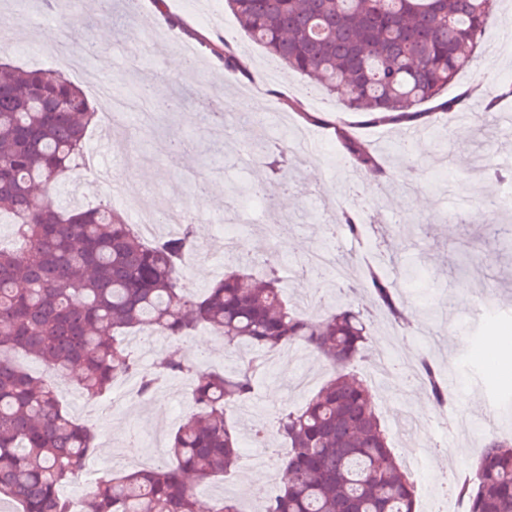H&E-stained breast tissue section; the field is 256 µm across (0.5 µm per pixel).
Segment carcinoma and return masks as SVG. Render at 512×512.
<instances>
[{"mask_svg": "<svg viewBox=\"0 0 512 512\" xmlns=\"http://www.w3.org/2000/svg\"><path fill=\"white\" fill-rule=\"evenodd\" d=\"M495 0H226L250 39L281 64L336 94L342 111L372 124L421 122L412 108L436 100L469 66L489 28ZM212 52L231 76H246L229 44ZM96 107L53 67L0 63V217L14 244L0 245V497L20 512H201L189 480L224 475L239 459L226 412L251 397L266 353L302 344L337 368L361 357L368 340L361 314L301 315L283 297L279 268L256 276L237 266L198 297L185 292L183 262L198 246L194 225L145 242L112 203L62 210L50 190L79 166ZM342 155L361 172L384 174L376 153L335 126ZM253 155L275 179L255 187L273 196L288 182L289 150L258 142ZM360 211L343 208L323 235L367 237ZM350 290L367 289L396 323L403 311L384 267H366ZM207 330L224 351L241 348L231 371L202 370L175 351L139 372L126 342L151 331L173 341ZM41 361L35 377L15 357ZM79 368L76 386L90 399L121 376L137 379L150 400L167 378L192 379V415L172 435L168 459L106 479L82 498L66 496L94 447L93 427L61 403L52 376ZM418 379L432 402L448 400L436 365L423 358ZM288 444L287 485L263 512H416L415 488L375 410L365 382L338 373L298 412L253 429ZM466 512H512V441L485 442L456 485Z\"/></svg>", "mask_w": 512, "mask_h": 512, "instance_id": "1", "label": "carcinoma"}]
</instances>
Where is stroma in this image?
I'll use <instances>...</instances> for the list:
<instances>
[{
  "label": "stroma",
  "instance_id": "35a3bbf8",
  "mask_svg": "<svg viewBox=\"0 0 512 512\" xmlns=\"http://www.w3.org/2000/svg\"><path fill=\"white\" fill-rule=\"evenodd\" d=\"M113 9L120 25L103 27L93 23L96 6L91 0H81L77 6L58 0L60 13L79 15L69 31L72 52L90 43L99 48L94 59L73 74V82L97 107L103 103L97 92L101 83L117 96L157 85L164 100L175 102L176 107L146 128L127 117L108 134L100 127L91 128L90 158L98 173L67 174L54 191L56 202L70 207L109 201L128 215L135 198L125 192L124 183L138 177L151 193L170 200L187 198L201 215L196 224L199 241L222 232L234 235L252 252L255 271L263 268L269 253H276L286 298L297 299L332 282L326 292V311L342 304L367 317L368 340L353 372L369 386L396 454L413 453L423 461L427 483L416 488L417 512H460L459 498L449 492L457 476L474 463L488 438L512 439V358L502 359L487 349L490 337L512 336V250L502 245L512 227L504 221H489V206L497 202L503 188L495 172L501 158H512V129L498 126L495 115L485 113L481 93L485 87L512 88V45L491 55L478 49L473 65L444 90L447 98L467 97L454 116L422 104L430 118L422 125L420 142L406 157L397 146L402 126L375 125L361 113H341L337 96L313 90L307 77L282 68L261 46L250 42L224 0H165L161 5L156 0H115ZM4 12L20 21L12 32V61L27 69L57 65L56 42L51 38L57 21L41 10L40 0H0V14ZM172 16L179 18V26L169 25ZM126 26L155 31L157 46L137 70L130 69L128 61L142 53L145 42L126 39L122 32ZM224 39L230 40L248 74L214 85L209 74L220 65L210 47ZM187 47L193 59L203 61V69L172 71L170 58L182 56ZM202 85L210 94L209 103L178 101L176 89L192 91ZM213 102L228 105L223 123L205 118ZM340 116L352 124L361 141L383 150L389 179L374 183L365 175H353L331 128ZM244 126L250 128V138H238ZM296 127L306 131L315 153L305 154L302 144L294 143ZM175 130L183 138L184 150L173 157L167 143ZM259 139L293 144L289 188L267 201L263 210L251 216L240 213L237 223L217 228L208 223V216L232 210L241 202L231 186L251 187L266 175L265 169L247 161ZM204 145L211 149L205 167L198 160ZM344 203L359 205L375 217L367 253L385 249L398 264L390 278L408 322L400 329L396 346H386L392 325L367 290L338 292L334 287L339 280L337 269L320 271L308 264L315 252L339 258L352 255L355 239L341 233L329 239L321 232L327 209H339ZM234 264L232 253L201 249L187 262L184 285L192 293H202ZM408 267L413 270L409 276L404 273ZM381 349L405 367L427 357L440 372L452 374L456 386L450 391L451 426L439 427L421 386H404L392 374L374 368ZM298 365L311 374L309 386L288 378L287 367L269 365L253 396L243 408L230 412L241 438L240 459L230 472L231 482L218 478L195 486L201 502H209L215 489L221 488L247 512H256V489L267 478H279L283 465L275 463L269 471L252 467L254 425L300 410L335 374L331 364L307 349ZM179 383V378H170L143 405L115 403L107 417L96 421L97 448L79 473L85 484L68 487L67 495L77 496L79 490H92L96 483L127 471L132 429L142 435L139 454L165 455L171 435L186 416L180 408ZM403 415L409 416L412 427L433 426L427 446L410 448L407 431L396 425ZM490 416L495 422L489 428L485 420ZM452 447L461 449V456L449 458Z\"/></svg>",
  "mask_w": 512,
  "mask_h": 512
}]
</instances>
